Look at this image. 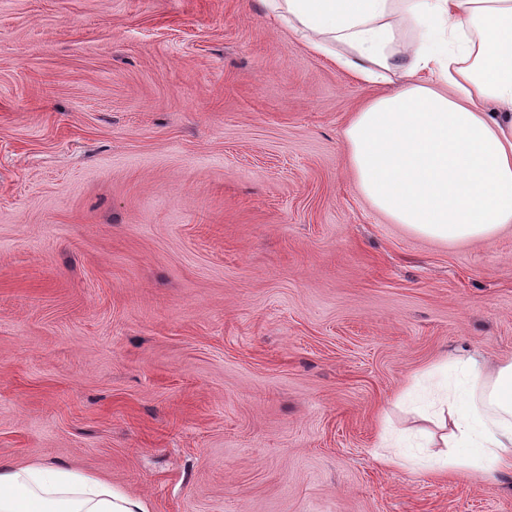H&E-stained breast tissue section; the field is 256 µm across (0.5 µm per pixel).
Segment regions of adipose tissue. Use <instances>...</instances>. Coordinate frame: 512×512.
<instances>
[{
    "label": "adipose tissue",
    "instance_id": "1",
    "mask_svg": "<svg viewBox=\"0 0 512 512\" xmlns=\"http://www.w3.org/2000/svg\"><path fill=\"white\" fill-rule=\"evenodd\" d=\"M269 12L361 81L409 82L343 131L362 195L393 223L444 243L512 225V0H265ZM493 104L490 112L481 111ZM439 387L438 471L512 464V361L471 359ZM0 512H148L84 473L0 459Z\"/></svg>",
    "mask_w": 512,
    "mask_h": 512
}]
</instances>
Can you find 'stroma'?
<instances>
[{
  "label": "stroma",
  "instance_id": "stroma-1",
  "mask_svg": "<svg viewBox=\"0 0 512 512\" xmlns=\"http://www.w3.org/2000/svg\"><path fill=\"white\" fill-rule=\"evenodd\" d=\"M369 85L263 0H0V458L149 512H512L376 457L417 383L512 360V230L361 195Z\"/></svg>",
  "mask_w": 512,
  "mask_h": 512
}]
</instances>
